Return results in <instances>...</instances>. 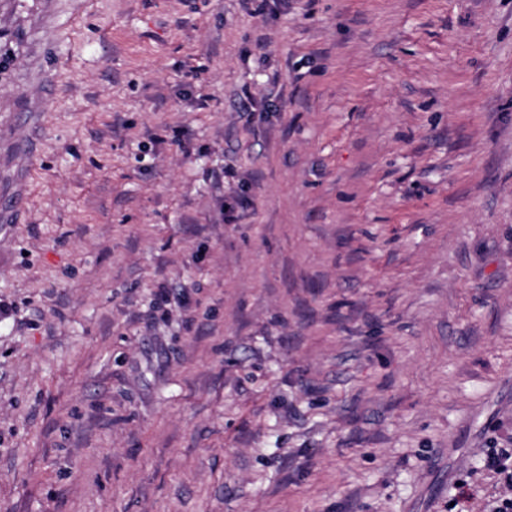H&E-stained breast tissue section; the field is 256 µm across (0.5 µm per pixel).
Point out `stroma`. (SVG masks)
<instances>
[{"instance_id": "1", "label": "stroma", "mask_w": 512, "mask_h": 512, "mask_svg": "<svg viewBox=\"0 0 512 512\" xmlns=\"http://www.w3.org/2000/svg\"><path fill=\"white\" fill-rule=\"evenodd\" d=\"M1 56L0 512H483L512 0H0Z\"/></svg>"}]
</instances>
